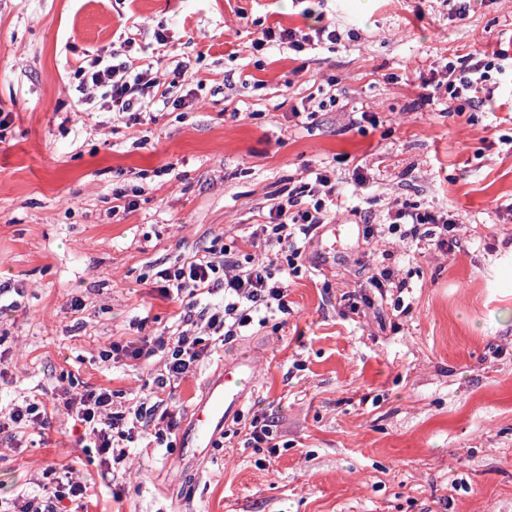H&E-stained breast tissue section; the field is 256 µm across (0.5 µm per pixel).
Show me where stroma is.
Segmentation results:
<instances>
[{"mask_svg": "<svg viewBox=\"0 0 512 512\" xmlns=\"http://www.w3.org/2000/svg\"><path fill=\"white\" fill-rule=\"evenodd\" d=\"M278 25H329L342 39L254 51ZM159 31L164 65L186 67L189 104L152 106L128 127L98 93L80 95L78 59L141 56ZM502 46L512 0H472L462 19L448 0H0V109L12 115L0 128V284L20 291L0 312V407L50 405L74 383L134 405L159 359L99 353L176 331L180 304L157 271L217 238L252 254V225L308 170L328 171L362 210L333 223L442 210L462 242L393 245L408 314L387 298L355 315L341 297L366 281L367 242L307 241L287 314L176 384L173 447L145 436L106 484L58 411L21 447L0 446V512L65 469L93 487L79 512H512V81L493 84V112L421 99L448 61ZM119 191L131 208L116 209ZM245 353L258 360L255 397L223 447L177 462L225 356ZM261 412L276 424L273 455L243 445Z\"/></svg>", "mask_w": 512, "mask_h": 512, "instance_id": "1", "label": "stroma"}]
</instances>
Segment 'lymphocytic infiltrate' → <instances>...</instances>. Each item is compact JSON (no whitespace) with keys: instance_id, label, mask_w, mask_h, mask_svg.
I'll list each match as a JSON object with an SVG mask.
<instances>
[{"instance_id":"f902f5d3","label":"lymphocytic infiltrate","mask_w":512,"mask_h":512,"mask_svg":"<svg viewBox=\"0 0 512 512\" xmlns=\"http://www.w3.org/2000/svg\"><path fill=\"white\" fill-rule=\"evenodd\" d=\"M340 39V32L327 26L310 33L275 26L265 28L252 47L259 51L275 42L300 52L308 46L334 44ZM506 55V50L500 49L489 55L476 52L448 61L446 84H433L423 93V100L432 101L443 90L449 100L455 101L456 113L483 107V84L491 80L498 60ZM74 76L81 89L100 91L110 111L127 115L132 122L139 120L148 102L178 108L187 100L181 92L184 68L180 65L151 77L135 61L116 63L99 56L77 65ZM341 205V196L330 176L320 170L311 171L307 182L272 204L266 222L253 231L254 241L267 249L264 259H238L230 249L215 242L205 256L158 271L162 292L180 303L182 331L173 338L143 336L135 342L115 341L100 354L105 362L160 357L162 368L145 396L125 409L115 407L113 391L102 387L68 391L62 399L67 414L82 427L84 438L97 452L101 478H108L113 462L124 457V444L148 432L161 440L176 429V417L168 408V390L172 382L194 371L209 350L201 338L190 336L189 327L203 328L206 335L223 344L251 326L258 312L287 313L290 280L301 271L305 244ZM456 228L450 214H421L401 207L391 211L387 227L367 226L365 236L375 241L389 234L403 241L424 239L443 250L457 247ZM217 292L222 295L220 303L199 306V296ZM51 420L42 403L29 400L15 405L8 415H0V443L20 447L21 430H44ZM86 496V485L69 477L41 497L23 499L16 512H64L65 501L77 502Z\"/></svg>"}]
</instances>
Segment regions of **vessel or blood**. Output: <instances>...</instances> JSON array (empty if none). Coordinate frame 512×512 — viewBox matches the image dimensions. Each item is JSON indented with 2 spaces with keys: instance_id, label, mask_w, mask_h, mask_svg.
Masks as SVG:
<instances>
[{
  "instance_id": "b4317fda",
  "label": "vessel or blood",
  "mask_w": 512,
  "mask_h": 512,
  "mask_svg": "<svg viewBox=\"0 0 512 512\" xmlns=\"http://www.w3.org/2000/svg\"><path fill=\"white\" fill-rule=\"evenodd\" d=\"M256 364L248 358L225 359L224 370L206 398L192 413L185 448L195 458L208 455L219 443L225 429L240 413L253 386Z\"/></svg>"
}]
</instances>
